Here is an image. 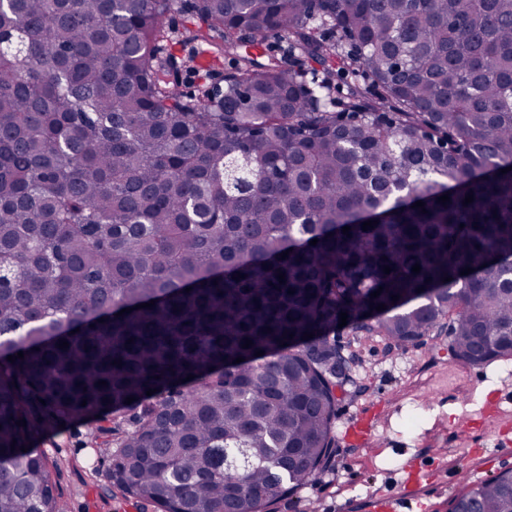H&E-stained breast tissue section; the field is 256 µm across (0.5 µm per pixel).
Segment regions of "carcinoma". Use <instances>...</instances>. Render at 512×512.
I'll return each instance as SVG.
<instances>
[{
  "label": "carcinoma",
  "instance_id": "cac0c4a2",
  "mask_svg": "<svg viewBox=\"0 0 512 512\" xmlns=\"http://www.w3.org/2000/svg\"><path fill=\"white\" fill-rule=\"evenodd\" d=\"M179 8L0 2V512H62L34 443L76 420L126 499L273 512L334 459L342 312L512 358V0ZM183 42L233 60L223 91L177 89ZM465 508L512 512V472Z\"/></svg>",
  "mask_w": 512,
  "mask_h": 512
}]
</instances>
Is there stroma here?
<instances>
[{"mask_svg": "<svg viewBox=\"0 0 512 512\" xmlns=\"http://www.w3.org/2000/svg\"><path fill=\"white\" fill-rule=\"evenodd\" d=\"M363 392L338 406L336 423L387 401L378 447L336 441L331 469L274 506V512H366L380 493L398 491L405 464L422 478L413 495L425 512H450L461 487L457 471L481 481L512 470V359L471 365L456 358L446 335L387 351L375 340L358 348ZM57 447H44L65 512H155L152 505L112 495L110 451L92 442L77 421L59 429Z\"/></svg>", "mask_w": 512, "mask_h": 512, "instance_id": "stroma-1", "label": "stroma"}]
</instances>
